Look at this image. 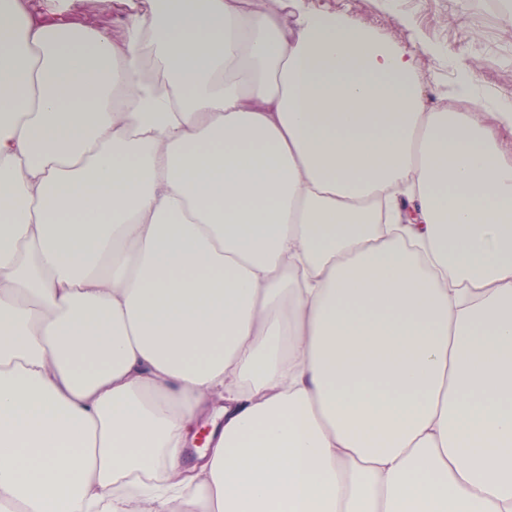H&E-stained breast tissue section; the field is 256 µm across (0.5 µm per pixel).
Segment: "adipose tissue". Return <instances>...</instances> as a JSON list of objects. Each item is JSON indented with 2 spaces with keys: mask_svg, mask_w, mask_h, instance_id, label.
Listing matches in <instances>:
<instances>
[{
  "mask_svg": "<svg viewBox=\"0 0 512 512\" xmlns=\"http://www.w3.org/2000/svg\"><path fill=\"white\" fill-rule=\"evenodd\" d=\"M475 93L306 0L118 37L0 0V512H512V102Z\"/></svg>",
  "mask_w": 512,
  "mask_h": 512,
  "instance_id": "adipose-tissue-1",
  "label": "adipose tissue"
}]
</instances>
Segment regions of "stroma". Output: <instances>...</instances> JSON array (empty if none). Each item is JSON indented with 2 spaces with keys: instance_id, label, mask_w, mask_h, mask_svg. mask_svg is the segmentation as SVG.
<instances>
[{
  "instance_id": "1",
  "label": "stroma",
  "mask_w": 512,
  "mask_h": 512,
  "mask_svg": "<svg viewBox=\"0 0 512 512\" xmlns=\"http://www.w3.org/2000/svg\"><path fill=\"white\" fill-rule=\"evenodd\" d=\"M314 9L341 12L380 35L418 44L419 74L427 94L470 72L479 90L469 111L486 96L512 101V11L486 0H307ZM143 0H72L70 12L119 35Z\"/></svg>"
}]
</instances>
